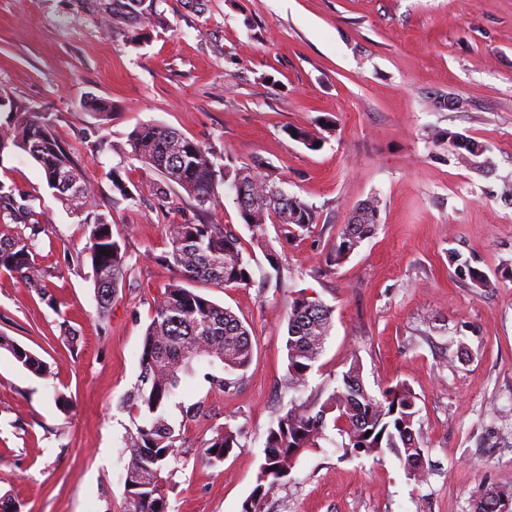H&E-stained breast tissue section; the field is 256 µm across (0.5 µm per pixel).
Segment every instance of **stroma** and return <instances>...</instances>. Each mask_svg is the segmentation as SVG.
<instances>
[{"label":"stroma","mask_w":512,"mask_h":512,"mask_svg":"<svg viewBox=\"0 0 512 512\" xmlns=\"http://www.w3.org/2000/svg\"><path fill=\"white\" fill-rule=\"evenodd\" d=\"M92 0H0V94L49 113L85 161L93 205L111 213L134 270L97 316L84 227L26 153L0 154V181L33 196L45 228L38 261L58 268L51 300L0 272V334L50 366L38 377L0 350V499L20 512H123L127 437L142 421L127 397L143 334L173 274L158 262L163 225L196 213L149 191L131 154L141 123L177 129L239 166L262 161L312 205L309 234L256 238L219 186L215 223L252 257L249 284L205 288L251 328L254 358L220 390L221 364L197 363L167 409L183 433L167 471L169 512H242L268 429L290 405L315 409L358 357L371 392L416 394L425 478L391 452L304 453L265 512H473L485 489L512 491V0H162L167 29L129 43ZM457 108L445 107L447 99ZM108 102L101 116L94 101ZM320 136L308 149L288 131ZM452 131L487 148L490 172L432 143ZM119 168L141 200L112 204ZM380 202L375 234L340 266L325 258L352 210ZM491 281L459 278L452 255ZM299 296L333 309L305 385L288 383L287 317ZM75 331L68 341L66 331ZM66 396L61 411L57 395ZM231 428L237 447L204 461ZM238 444L237 435L230 428H224V431L218 432L208 443L204 452V459L207 463L217 464L224 461L230 451ZM217 449V452H212Z\"/></svg>","instance_id":"obj_1"}]
</instances>
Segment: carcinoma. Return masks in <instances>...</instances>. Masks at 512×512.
Segmentation results:
<instances>
[{
	"label": "carcinoma",
	"instance_id": "obj_1",
	"mask_svg": "<svg viewBox=\"0 0 512 512\" xmlns=\"http://www.w3.org/2000/svg\"><path fill=\"white\" fill-rule=\"evenodd\" d=\"M161 0H104L101 21L109 29L127 28V39L138 44L143 27L165 25ZM0 112L14 114L13 125L0 128V155L13 146L27 153L42 169L46 186L71 215L80 218L89 231L86 255L98 298V315L106 317L119 287L131 275V256L122 245L121 232L113 230L109 216L91 210L85 170L71 148L60 140L46 114L35 105H21L0 95ZM472 147L470 158L483 165L486 148L462 134L446 131L433 140L437 148L453 152L461 143ZM131 152L160 180L153 183L155 195L172 205L168 194L176 190L196 202L198 215L179 224L163 225L167 250L158 257L172 273L173 280L155 302L147 325L141 355L140 384L129 396L131 406L143 415L128 441L125 466L127 496L124 512H168L163 476L169 458L177 451L182 433L164 417L167 402L182 381L194 374L193 361L206 358L220 362L226 371L245 370L252 362L254 344L250 329L229 308L220 306L192 288L194 284L220 288L246 284L251 280L250 260L240 248L238 237L206 217L219 205L217 186L224 184L242 191L245 205L240 208L244 223L253 235L264 237L271 224L288 238L310 230L316 211L295 195L277 190L280 179L270 169L239 168L219 164L218 152L158 123H142L129 136ZM112 204L133 203L136 195L119 169L111 172ZM0 218L21 225L20 232L0 242V272L16 276L26 287L47 294L49 279L58 268L36 262L43 245L45 228L25 198L17 199L15 189L0 182ZM379 220L349 218L338 233L336 245L326 256L329 266L347 261L361 243L371 237ZM457 276L482 287L490 280L481 269L464 261L455 269ZM308 298L293 300L288 313L285 349L288 378L293 386L308 380L323 353L333 326V310L316 300L307 312ZM0 348L10 352L24 369L36 376L50 372L49 365L24 347L0 336ZM416 396L404 383L378 394L368 391L362 364L352 357L341 381L317 412L303 405H292L269 428L264 461L256 484L244 501L242 512H263L264 500L288 480L294 461L304 452L320 447L326 439L328 423L339 431L344 452L379 453L387 448L400 460L404 470L417 469L424 476L423 448L417 425ZM237 445V435L224 428L208 443L204 459L210 464L224 461ZM512 505V492L490 487L477 501L474 512H501Z\"/></svg>",
	"mask_w": 512,
	"mask_h": 512
}]
</instances>
